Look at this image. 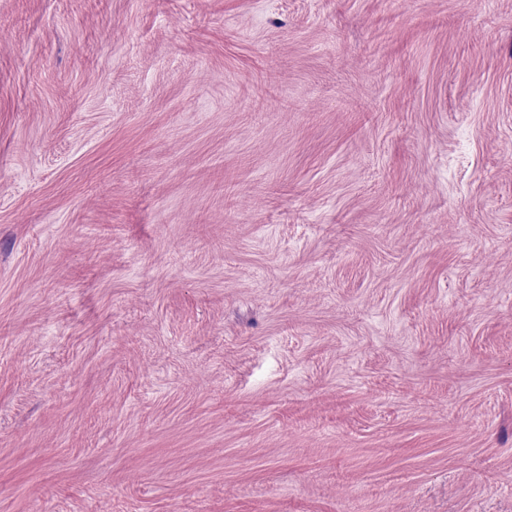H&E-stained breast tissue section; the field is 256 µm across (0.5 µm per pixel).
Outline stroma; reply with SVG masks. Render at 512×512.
Listing matches in <instances>:
<instances>
[{
  "mask_svg": "<svg viewBox=\"0 0 512 512\" xmlns=\"http://www.w3.org/2000/svg\"><path fill=\"white\" fill-rule=\"evenodd\" d=\"M0 512H512V0H0Z\"/></svg>",
  "mask_w": 512,
  "mask_h": 512,
  "instance_id": "1",
  "label": "stroma"
}]
</instances>
